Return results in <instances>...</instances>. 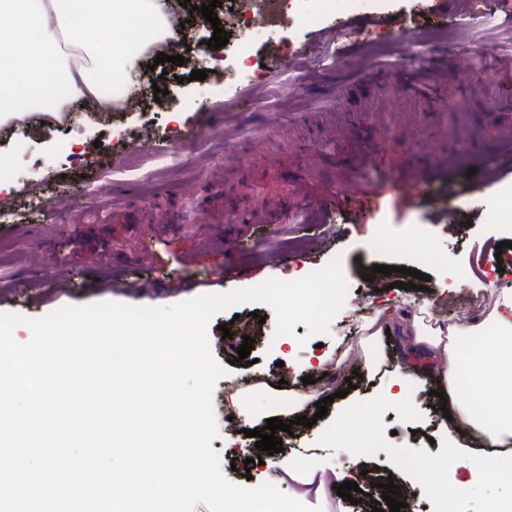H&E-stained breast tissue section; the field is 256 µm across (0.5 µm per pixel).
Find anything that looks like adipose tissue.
Returning <instances> with one entry per match:
<instances>
[{"label": "adipose tissue", "instance_id": "obj_1", "mask_svg": "<svg viewBox=\"0 0 512 512\" xmlns=\"http://www.w3.org/2000/svg\"><path fill=\"white\" fill-rule=\"evenodd\" d=\"M112 22L122 41H97L98 32ZM166 24L156 0H0V46L8 47L11 60L9 67H0V120L20 117L25 100L53 115L73 98L97 95L111 79L114 62L123 59L125 45L152 39ZM48 55L59 60L52 82L42 68ZM490 319L497 339L466 357L460 347L479 334V323L454 321L433 330L406 312L391 318L406 358L433 371L453 425L468 437L467 445L452 452L470 470L487 466L483 449L512 446V291L500 295ZM464 370L466 382L487 389L484 408L495 414L497 426H482L472 406L459 400Z\"/></svg>", "mask_w": 512, "mask_h": 512}]
</instances>
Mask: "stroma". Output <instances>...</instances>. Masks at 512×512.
Instances as JSON below:
<instances>
[{"mask_svg":"<svg viewBox=\"0 0 512 512\" xmlns=\"http://www.w3.org/2000/svg\"><path fill=\"white\" fill-rule=\"evenodd\" d=\"M204 2L191 0L195 12L181 10L161 41L139 45L115 73L113 85L144 98L143 106L93 112L76 100L66 126L36 138L0 128L9 182L0 191V313L36 319L65 305L170 306L271 278L298 280L313 263L341 258L348 294L326 335H309L300 323L293 336H276L274 312L257 302L213 318L211 353L228 370L213 394L219 436L211 443L224 476L255 485L271 474L291 497L306 483L315 491L305 505L358 512L334 487L358 481L365 468L402 489L408 512H444L432 490L437 482L464 483L453 512H491L512 498V471L470 472L449 459L431 375L409 371L396 332L378 338V353L387 373L403 375L408 402L385 400L358 346V310L406 301L426 307L433 320L489 312L512 288V280L496 278L489 258L497 243L512 241V175L461 195L436 188L415 207L394 194L380 197L360 221L344 206L324 224L307 218L312 198L346 193L378 161L405 179L449 158L463 180L499 158L497 115L507 97L499 63L512 58L505 20L512 0H383L377 7L281 0L246 22L238 0H221L214 15L230 37L219 49L207 45L213 29L197 10ZM160 52L170 60L158 66ZM443 52L454 55L450 68L469 71V86L446 78L435 99L403 88L402 78L424 58ZM176 55L182 65L172 64ZM371 64L393 79L369 78ZM195 70L206 79H191ZM253 142L258 150L245 152ZM287 200L294 223H254ZM380 236L390 248H376ZM427 250L446 262L425 261ZM377 264L391 274L374 272ZM413 269L428 275L426 290L410 288ZM224 324L230 337L220 331ZM247 337L252 361L239 366L236 349ZM310 362L322 376L306 385ZM355 372L360 378L348 386ZM233 389L251 390L252 410L269 417L291 397L314 392L328 397V413L318 420L310 408L312 427L292 425L279 468H248L245 459L259 451L227 419ZM369 404L371 423L357 433L383 450L362 461L340 429ZM396 448L428 458L431 475L396 466Z\"/></svg>","mask_w":512,"mask_h":512,"instance_id":"1","label":"stroma"}]
</instances>
